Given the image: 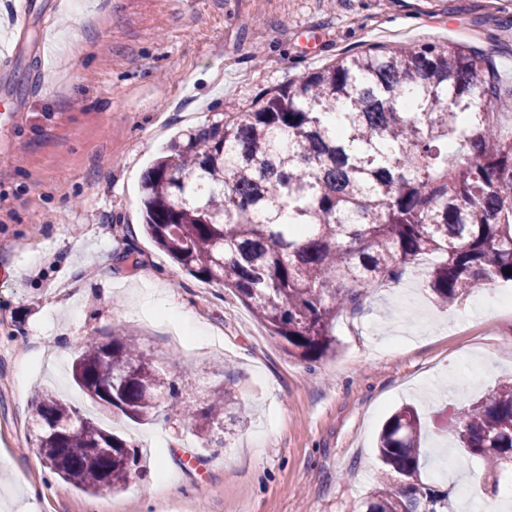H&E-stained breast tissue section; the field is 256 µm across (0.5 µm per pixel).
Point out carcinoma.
<instances>
[{"label": "carcinoma", "instance_id": "cac0c4a2", "mask_svg": "<svg viewBox=\"0 0 512 512\" xmlns=\"http://www.w3.org/2000/svg\"><path fill=\"white\" fill-rule=\"evenodd\" d=\"M512 75L475 46L370 47L260 92L173 143L143 181L147 234L183 270L223 285L283 352L336 353L333 328L365 296L398 282L426 255L425 286L441 306L480 284L512 283ZM76 383L132 420L174 412L202 434L234 405L217 388L204 407L169 378L138 338L85 344ZM39 456L87 493L142 476L137 446L51 392L41 396ZM448 431L480 460L490 491L512 472V382L448 414ZM423 424L405 406L385 422L380 483L355 512H436L417 488Z\"/></svg>", "mask_w": 512, "mask_h": 512}]
</instances>
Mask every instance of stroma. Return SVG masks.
<instances>
[{"mask_svg":"<svg viewBox=\"0 0 512 512\" xmlns=\"http://www.w3.org/2000/svg\"><path fill=\"white\" fill-rule=\"evenodd\" d=\"M0 71V512H354L382 473L378 435L404 404L437 420L512 376V320L479 286L435 304L406 274L337 319L334 357L288 358L221 286L179 269L144 235L140 184L174 134L245 112L262 90L371 45L512 40V0H32ZM23 89H16V80ZM135 253L138 268L125 256ZM135 335L203 405L216 386L241 403L223 444L187 422L135 423L93 403L70 366L88 341ZM50 388L128 435L144 473L90 496L50 473L32 433ZM452 436L429 435L420 474L440 512H512L481 461L438 477ZM167 462L177 483L158 484Z\"/></svg>","mask_w":512,"mask_h":512,"instance_id":"1","label":"stroma"}]
</instances>
